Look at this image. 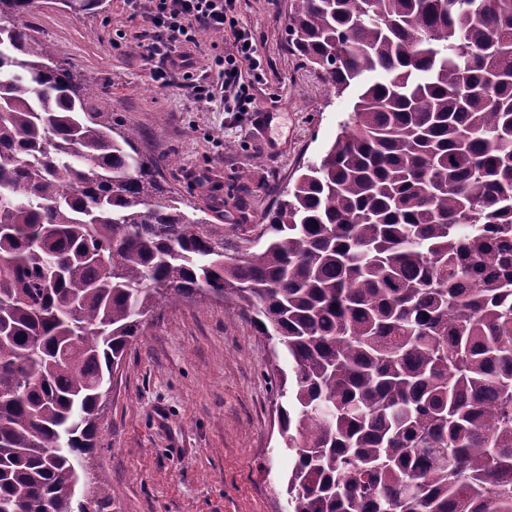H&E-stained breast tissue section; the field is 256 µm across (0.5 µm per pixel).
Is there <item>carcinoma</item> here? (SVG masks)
<instances>
[{
	"mask_svg": "<svg viewBox=\"0 0 512 512\" xmlns=\"http://www.w3.org/2000/svg\"><path fill=\"white\" fill-rule=\"evenodd\" d=\"M0 0V512H69L143 318L202 291L288 352L291 512H512V0H290L328 152L224 254Z\"/></svg>",
	"mask_w": 512,
	"mask_h": 512,
	"instance_id": "1",
	"label": "carcinoma"
}]
</instances>
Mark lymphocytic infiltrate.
I'll use <instances>...</instances> for the list:
<instances>
[{
	"label": "lymphocytic infiltrate",
	"instance_id": "obj_1",
	"mask_svg": "<svg viewBox=\"0 0 512 512\" xmlns=\"http://www.w3.org/2000/svg\"><path fill=\"white\" fill-rule=\"evenodd\" d=\"M236 0H126L128 7L142 9L147 24L148 57L154 63L153 76L159 86L166 87L173 76H181L194 100L209 103L216 89L224 91V109L228 112H250L256 99L252 86L242 78V64L258 68L250 32L237 30L233 44L216 58L215 83L193 79L189 62L180 49L193 43L203 33H221L235 9Z\"/></svg>",
	"mask_w": 512,
	"mask_h": 512
}]
</instances>
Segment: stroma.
I'll use <instances>...</instances> for the list:
<instances>
[{
	"label": "stroma",
	"instance_id": "35a3bbf8",
	"mask_svg": "<svg viewBox=\"0 0 512 512\" xmlns=\"http://www.w3.org/2000/svg\"><path fill=\"white\" fill-rule=\"evenodd\" d=\"M289 0H236L234 20L251 32L260 61L254 112L196 102L175 84L158 87L143 48L145 24L124 0L75 13L62 0H34L22 22L60 60L93 81L113 118L160 158L169 188L197 216L229 228L227 251H245L308 163L334 142L356 100L336 93L288 42ZM225 36L185 46L196 79L213 81ZM273 343L251 317L201 294L163 302L114 373L88 470L112 495L110 512H285L292 466L279 423L282 400Z\"/></svg>",
	"mask_w": 512,
	"mask_h": 512
}]
</instances>
